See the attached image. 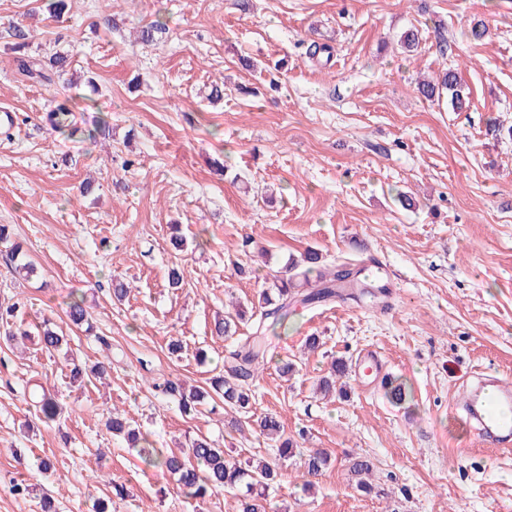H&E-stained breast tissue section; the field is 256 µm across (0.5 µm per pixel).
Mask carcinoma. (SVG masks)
<instances>
[{
  "label": "carcinoma",
  "mask_w": 512,
  "mask_h": 512,
  "mask_svg": "<svg viewBox=\"0 0 512 512\" xmlns=\"http://www.w3.org/2000/svg\"><path fill=\"white\" fill-rule=\"evenodd\" d=\"M13 39L12 50L20 54L17 58L19 66L26 76L40 84L50 85L54 77L66 74L69 66L68 55L55 52L47 61H32L25 59V50L30 44L31 31L25 25L16 22L10 29ZM445 89L450 94V102L454 110L461 112L468 106V97L458 80L456 72L448 70L439 83L425 82L420 85V93L426 98H432ZM70 111L62 106L50 108L46 113V121L50 127L65 131L70 127ZM9 264L18 272H31V264L24 261L22 247L11 243L7 254ZM287 277L282 278L273 288L264 289L258 295L259 315L253 321L252 333L246 337L237 350L231 353L233 363L227 369L213 376L210 389L189 388L183 383L166 381L157 385L162 393L179 396L178 407L181 413L187 415L197 411V408L208 404L214 398H219L224 408H228L246 416L251 425L265 437L280 439L279 456L290 457L294 453V443L282 438L283 428L280 421L272 414H265L256 419L249 416L254 395L249 380L254 377L253 365L264 358L266 353V332L278 325H283L292 313L295 303V290L305 287L301 302L314 304L327 301L336 296V284L344 282L349 276L348 266L342 264L334 271L321 270V256L315 250L304 253L301 259L289 260L285 265ZM20 305L13 303L5 308L0 307V326L4 328V336L8 340L15 338L11 330V319L16 317ZM66 314L71 324L77 328L88 323V312L83 301L72 295L67 302ZM38 345L48 352L58 351L66 343L63 332L45 319L37 332ZM346 363L342 359L334 362L332 373L320 382L324 392H329L336 385V377L344 375ZM107 372L106 364H97L86 370L79 365L69 369L72 382H81L89 375L100 376ZM34 407L42 415L44 421H54L60 414V406L54 394L47 389L34 395ZM106 430L116 437H124L138 447L140 433L132 428L129 422L114 414L105 423ZM143 461L156 469L173 476L183 495L191 499H203L219 489L226 492H237L240 496L241 512H266L265 491L273 483L278 472L275 466L261 461L257 464L250 460L228 458L224 449L215 446L207 438H196L190 442L188 454H178L168 448H152L143 456ZM329 464L328 454L317 450L308 454L302 461L303 475L314 477ZM352 471L358 476L357 487L369 488L365 476L371 472V463L366 459H356L352 463Z\"/></svg>",
  "instance_id": "obj_1"
}]
</instances>
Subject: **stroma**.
Returning a JSON list of instances; mask_svg holds the SVG:
<instances>
[{"instance_id":"obj_1","label":"stroma","mask_w":512,"mask_h":512,"mask_svg":"<svg viewBox=\"0 0 512 512\" xmlns=\"http://www.w3.org/2000/svg\"><path fill=\"white\" fill-rule=\"evenodd\" d=\"M46 4L0 0V107L14 115L0 133V224L34 267L18 276L0 252V305L20 303L26 326L48 317L62 327L68 295L82 296L92 330H70L72 353L90 364L111 356L112 367L74 387L61 353L0 337V512H41L45 497L56 512H92L98 498L110 512H238L228 493L190 500L145 467L106 430L113 410L154 448L203 436L226 455L274 463L268 512H512V447L477 443L452 410L478 373L512 382V138L493 129L512 125V0H72L58 19ZM156 19L167 32L137 42ZM18 21L34 31L33 57L69 53L55 84L19 73L5 33ZM477 22L488 30L480 41ZM413 27L422 39L408 53L399 39ZM311 42L331 57H306ZM448 69L465 111L417 89ZM216 80L224 97L212 103ZM64 100L79 135L43 119ZM102 120L110 137L86 140ZM88 177L97 185L84 196ZM310 248L326 266L374 262L385 275L348 299L295 303L268 333L254 412L277 414L296 441L283 459L223 410L181 414L152 384L208 387L250 335L257 291ZM116 278L131 285L122 302ZM233 300L245 318L227 339L214 320ZM365 351L405 384L404 402L350 374L343 394L321 396L332 361ZM285 362L295 365L286 379ZM29 383L56 394V421L38 419ZM313 448L330 462L307 489L300 456ZM43 458L54 464L47 477ZM358 458L373 465L367 493L350 473ZM19 481L30 495L13 494Z\"/></svg>"}]
</instances>
